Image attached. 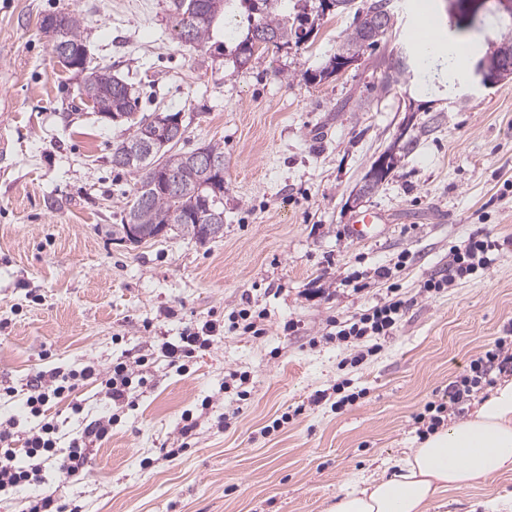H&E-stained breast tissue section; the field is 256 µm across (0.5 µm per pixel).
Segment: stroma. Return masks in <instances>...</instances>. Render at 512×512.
<instances>
[{"label": "stroma", "instance_id": "stroma-1", "mask_svg": "<svg viewBox=\"0 0 512 512\" xmlns=\"http://www.w3.org/2000/svg\"><path fill=\"white\" fill-rule=\"evenodd\" d=\"M411 2L392 0V33L354 66L311 82L352 14L325 15L307 42L236 64L222 44L247 28L238 8L194 50L171 27L173 0H0V419L16 418L20 448L47 421L71 439L113 418L79 477L45 468L43 484L1 492L0 512H25L45 487L79 512H328L340 489L391 475L420 442L415 414L447 401L471 361L512 336V79L486 88L477 70L512 20L492 0L455 19L448 0H421L467 63L385 89L391 54L418 53ZM56 13L80 16L90 57L133 85L141 115L181 113L182 151L223 147L222 237L113 240L138 181L111 162L130 129L81 101L41 28ZM410 99L421 112H406ZM404 130L415 150L351 204ZM360 206L395 220L353 241L346 226ZM477 233L502 245L490 268L423 293L450 247ZM393 283L408 310L351 364L356 347L330 338L331 320L384 302ZM248 303L265 310L264 335L223 332L183 369L169 366L163 342ZM116 362L146 379L123 406L90 379L43 415L23 410L39 372L103 374ZM339 382L356 402L337 405ZM188 420L187 451L165 457ZM505 496L512 475L440 495L430 512H480Z\"/></svg>", "mask_w": 512, "mask_h": 512}]
</instances>
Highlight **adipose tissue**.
I'll list each match as a JSON object with an SVG mask.
<instances>
[{
	"label": "adipose tissue",
	"instance_id": "obj_1",
	"mask_svg": "<svg viewBox=\"0 0 512 512\" xmlns=\"http://www.w3.org/2000/svg\"><path fill=\"white\" fill-rule=\"evenodd\" d=\"M512 474V381L467 418L438 428L388 477L337 493L330 512H429L440 493Z\"/></svg>",
	"mask_w": 512,
	"mask_h": 512
}]
</instances>
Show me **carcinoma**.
<instances>
[{
	"mask_svg": "<svg viewBox=\"0 0 512 512\" xmlns=\"http://www.w3.org/2000/svg\"><path fill=\"white\" fill-rule=\"evenodd\" d=\"M330 2L334 10L341 12H354L359 16L362 12L371 10L379 14H386L392 10L390 0H371V2L355 7V0H319L317 10H325V2ZM199 16L187 13L182 6V0H174V9L170 15L173 30L179 41L189 47L203 48L214 37V27L219 17L226 13L234 0H197ZM258 8H247L250 24L247 33L261 32L271 36V41H261V46L270 45L281 48L290 43L300 44L309 38L315 28V19L307 12L309 0H296L295 16H288V0H254ZM49 19L57 22L63 29L64 39L73 49L76 56L84 60L82 71L85 72L80 94L92 102L98 113L120 112L126 119L133 122V131L121 143L112 148V158L119 160L120 168H128L140 174L139 181L132 191V200L127 203L122 223L139 224L148 232L161 227L168 228V233L175 236L190 237L199 243L206 242L203 237V224L196 221V214L200 208V196L214 197L213 189L203 186L207 175L195 162L191 160L190 153L176 149L173 142L164 148L155 150L150 159L128 164L127 157L130 150L140 146L147 139V117L135 119L138 109V99L133 97L131 88L127 83L111 74L105 67L90 66L84 35L79 17L74 13L54 14ZM393 25H388L380 32L378 38L366 42L362 25L353 20L336 54L320 70L308 75L314 81L326 78L336 71V66L343 60H352L360 57L364 48H371L380 39L392 31ZM426 66L423 61H405L400 57L391 69L396 77L386 79L383 88L387 89L392 82L398 81L401 76H412L414 71ZM162 167L172 170L179 175L180 189L173 193L160 189L154 185L153 168Z\"/></svg>",
	"mask_w": 512,
	"mask_h": 512,
	"instance_id": "carcinoma-1",
	"label": "carcinoma"
}]
</instances>
